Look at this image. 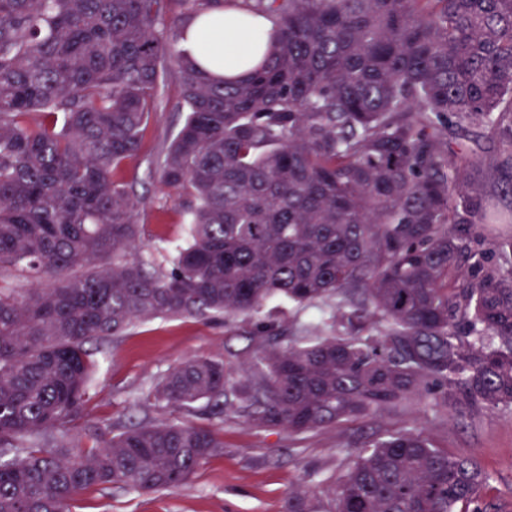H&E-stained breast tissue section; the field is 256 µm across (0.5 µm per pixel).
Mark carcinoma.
<instances>
[{
  "label": "carcinoma",
  "instance_id": "carcinoma-1",
  "mask_svg": "<svg viewBox=\"0 0 512 512\" xmlns=\"http://www.w3.org/2000/svg\"><path fill=\"white\" fill-rule=\"evenodd\" d=\"M0 0V512L88 490H178L224 443L175 421L64 452L86 344L138 322L243 316L246 381L179 362L155 405L202 400L300 435L432 400L512 411V0ZM217 7L272 21L251 74L178 48ZM174 70L183 123L159 163L188 215L163 265L118 182ZM484 124L487 146L467 145ZM339 299L281 347L271 300ZM490 473L414 427L383 430L285 512H488Z\"/></svg>",
  "mask_w": 512,
  "mask_h": 512
}]
</instances>
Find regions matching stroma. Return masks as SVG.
I'll list each match as a JSON object with an SVG mask.
<instances>
[{"mask_svg": "<svg viewBox=\"0 0 512 512\" xmlns=\"http://www.w3.org/2000/svg\"><path fill=\"white\" fill-rule=\"evenodd\" d=\"M181 92L167 75L162 103L154 112L137 157L122 181H134L146 204L140 211L147 254L163 263L170 248L186 238L185 216L159 183L157 161L182 124L176 105ZM254 324L244 317L225 321L156 319L136 324L124 335L91 345L94 371L84 415L70 437L90 448L113 430L139 422L176 420L217 432L224 446L199 466L181 489L132 492L117 487L79 496L71 512H285L289 488L313 486L340 476L351 452L373 432L403 424L424 430L438 447L479 462L492 476L485 500L490 512H512V414L486 410L462 414L428 402L394 413L323 428L303 435L259 426L239 413H218L209 402L195 408L162 410L148 396L183 359L222 360L227 379H242L241 366L255 353Z\"/></svg>", "mask_w": 512, "mask_h": 512, "instance_id": "1", "label": "stroma"}]
</instances>
